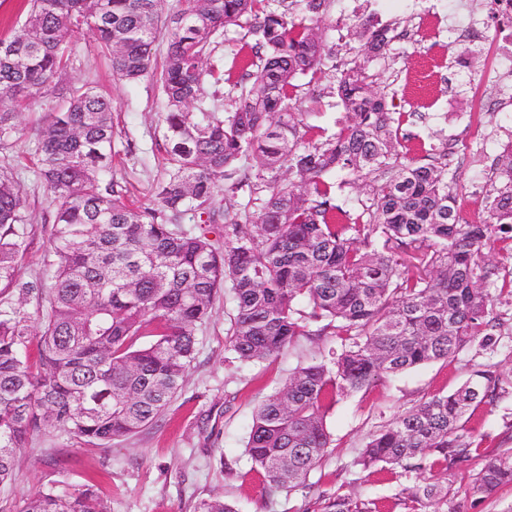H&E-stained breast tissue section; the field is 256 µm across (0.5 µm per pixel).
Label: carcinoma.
<instances>
[{"label": "carcinoma", "mask_w": 512, "mask_h": 512, "mask_svg": "<svg viewBox=\"0 0 512 512\" xmlns=\"http://www.w3.org/2000/svg\"><path fill=\"white\" fill-rule=\"evenodd\" d=\"M325 0H27L25 21L0 39V153L19 140L15 109L35 93L63 105L37 130L32 159L52 208L47 283L23 281L32 232L24 191L0 165V484L16 454L42 426L101 446L152 424L180 392L196 332L229 288L234 315L225 347L241 362L276 357L300 336H334L339 348L298 366L255 410L245 450L269 483L289 493L330 448L325 413L336 397L385 375L446 361L476 341L489 345L493 316L484 250L512 232V151L497 157L485 216L465 220L445 168L399 150L402 116L374 91L370 59L386 54L390 28L357 25L360 54L336 62V96L346 122L309 136L297 111L300 75L333 59L322 37ZM246 29L256 70H243L227 116L205 108V77L224 82V64L204 63L214 37ZM86 28L110 56L112 75H152L165 103L171 170L154 207L131 206L112 179V98L87 85L64 86L69 44ZM167 42L152 68L159 36ZM254 156L258 174L239 172ZM285 170L287 176L276 174ZM270 177H265V174ZM344 178L335 182L332 174ZM355 188L366 199L336 203ZM248 191L242 211L224 210V248L206 234L174 231L188 211L214 221L218 197ZM38 295L41 315L27 308ZM37 345L38 360L30 359ZM493 374L476 369L458 389L437 394L374 434L355 460L415 473L412 512L448 503L458 491L425 480L437 468L468 473V490L512 485V456L481 453L467 413L493 399ZM22 512H106L87 487L30 496ZM196 512H237L220 497ZM323 512H379L374 500L333 493Z\"/></svg>", "instance_id": "1"}]
</instances>
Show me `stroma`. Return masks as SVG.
I'll return each mask as SVG.
<instances>
[{"label": "stroma", "mask_w": 512, "mask_h": 512, "mask_svg": "<svg viewBox=\"0 0 512 512\" xmlns=\"http://www.w3.org/2000/svg\"><path fill=\"white\" fill-rule=\"evenodd\" d=\"M361 20L395 35L387 55L369 62L368 72L375 91L405 115L403 151L419 160L434 153L447 166L463 217L481 220L495 160L502 143L512 139V72L500 67L504 50L487 0H328L323 37L337 57L357 54L353 28ZM481 30L486 38L475 40ZM72 45L64 82L88 84L113 100V179L135 204L153 205L170 169L158 84L114 80L88 32L76 34ZM296 83L305 123L334 134L344 120L335 70L325 69L314 82L301 75ZM59 105V99L36 94L16 118L22 137L11 162L33 226L21 276L36 285L43 280L49 208L28 156L39 122ZM493 312L501 322L494 345L473 343L453 358L338 397L326 413L332 446L309 476L310 492L289 494L253 471L243 442L258 404L297 365L325 356L329 344L302 336L278 357L240 363L225 348L234 304L220 293L211 318L196 332L195 360L182 390L155 423L107 448L80 444L51 426L34 431L17 454L10 489L0 491V512H21L28 497L51 486L74 492L89 485L107 512H195L197 503L213 496L238 505L239 512H322L323 494L334 492L376 500L382 512H410L407 490L416 484L415 474H369L355 459L376 431L431 396L457 389L477 368L495 372L498 396L468 413L466 428L486 452L512 453V298L495 300ZM432 479L459 488L464 512H512L510 487L471 495L458 471L439 469Z\"/></svg>", "instance_id": "35a3bbf8"}]
</instances>
